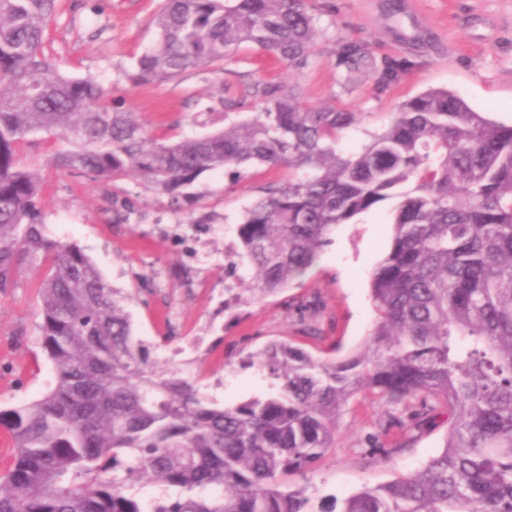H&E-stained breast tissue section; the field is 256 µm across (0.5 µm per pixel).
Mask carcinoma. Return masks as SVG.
<instances>
[{"instance_id": "cac0c4a2", "label": "carcinoma", "mask_w": 512, "mask_h": 512, "mask_svg": "<svg viewBox=\"0 0 512 512\" xmlns=\"http://www.w3.org/2000/svg\"><path fill=\"white\" fill-rule=\"evenodd\" d=\"M57 8L0 0V290L24 264L48 261L41 339L54 365L39 399L0 410L16 448L0 512H512V125L431 89L344 153L336 141L360 113L305 108L300 86L258 83L254 118L169 142L46 59ZM155 26L135 81L219 71L243 43L299 68L315 37L307 0H163ZM341 63L374 67L355 43ZM37 132L68 144L52 159L62 169L134 178L174 200L207 170H291L238 224L243 304L289 287L337 226L393 202L391 244L370 277L371 338L341 360L271 342L246 364L276 391L224 406L156 368L133 336L129 296L45 233L39 177L19 156ZM361 392L399 411L417 401V428L443 419L441 451L344 497L315 503L285 486L332 447L338 411ZM141 482L165 490L149 509L129 493Z\"/></svg>"}]
</instances>
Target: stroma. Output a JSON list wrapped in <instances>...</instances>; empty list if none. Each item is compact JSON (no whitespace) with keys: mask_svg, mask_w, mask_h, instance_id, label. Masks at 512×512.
<instances>
[{"mask_svg":"<svg viewBox=\"0 0 512 512\" xmlns=\"http://www.w3.org/2000/svg\"><path fill=\"white\" fill-rule=\"evenodd\" d=\"M162 0H59L44 55L62 73L96 80L122 110L137 113L152 132L173 141L223 127L206 114L219 99L241 103L253 118L262 100L247 96L257 83L300 86L303 107L357 112L338 149L359 148L366 133L387 126L399 104L430 88L460 95L475 111L512 123V0H311L316 35L305 67L243 46L218 72L191 70L171 80L132 84L136 60L155 42L153 19ZM364 44L376 58L405 61L387 90L371 73L339 63L343 41ZM62 140L38 133L22 153L37 171L49 237L80 247L102 278L131 296L126 304L135 336L166 369L198 376L218 403L270 392L269 380L244 361L273 341L322 357L359 351L375 323L369 279L393 232L388 204L340 226L314 266L290 288L250 305L227 304L238 274L227 257L236 227L260 189L288 178L284 167L249 166L203 172L179 202L139 181H102L57 168ZM46 266L23 265L13 288L0 291V410L38 399L53 365L40 344V284ZM318 335H310V327ZM386 405L361 393L338 416L336 440L315 463V495L345 496L419 468L437 453L446 425L408 432V447L376 455L388 436L379 426Z\"/></svg>","mask_w":512,"mask_h":512,"instance_id":"stroma-1","label":"stroma"}]
</instances>
